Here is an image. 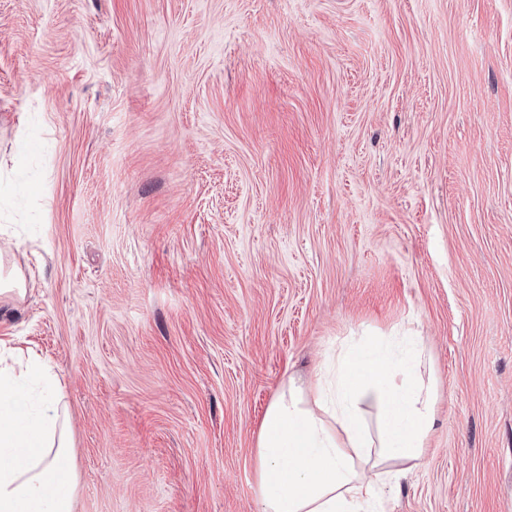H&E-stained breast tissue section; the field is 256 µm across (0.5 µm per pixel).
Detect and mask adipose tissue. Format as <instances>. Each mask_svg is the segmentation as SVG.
Listing matches in <instances>:
<instances>
[{
    "label": "adipose tissue",
    "mask_w": 512,
    "mask_h": 512,
    "mask_svg": "<svg viewBox=\"0 0 512 512\" xmlns=\"http://www.w3.org/2000/svg\"><path fill=\"white\" fill-rule=\"evenodd\" d=\"M436 423L421 336L350 343L314 381L288 379L257 438L258 512H381V491L419 467ZM70 442L51 365L0 359V512H72Z\"/></svg>",
    "instance_id": "adipose-tissue-1"
}]
</instances>
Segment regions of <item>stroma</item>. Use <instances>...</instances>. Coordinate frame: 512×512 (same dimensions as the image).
<instances>
[{
	"instance_id": "obj_1",
	"label": "stroma",
	"mask_w": 512,
	"mask_h": 512,
	"mask_svg": "<svg viewBox=\"0 0 512 512\" xmlns=\"http://www.w3.org/2000/svg\"><path fill=\"white\" fill-rule=\"evenodd\" d=\"M2 224L72 512H258L281 383L408 322L387 512H512V0H0Z\"/></svg>"
}]
</instances>
